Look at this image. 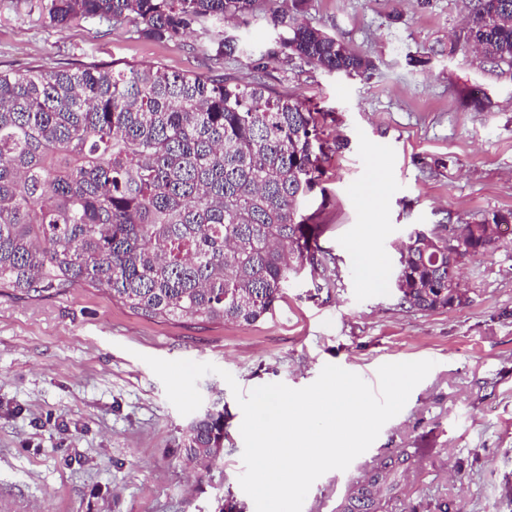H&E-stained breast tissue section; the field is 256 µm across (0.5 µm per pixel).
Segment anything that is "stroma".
<instances>
[{
  "label": "stroma",
  "mask_w": 512,
  "mask_h": 512,
  "mask_svg": "<svg viewBox=\"0 0 512 512\" xmlns=\"http://www.w3.org/2000/svg\"><path fill=\"white\" fill-rule=\"evenodd\" d=\"M469 0H309L306 20L368 57L361 73L269 63L267 0L228 34L254 52L218 63L196 30L158 42L129 27H54L28 0H0V71L115 60L263 82L315 109L328 142L310 200L336 286L292 282L254 324L186 326L132 314L83 286L40 298L0 289V512H255L238 478L243 414L219 375L198 382L224 409V448L185 460L190 423L146 357L211 362L242 392L299 389L335 364L377 385L390 362L434 361L403 410L347 470L318 478L302 512H339L378 462L415 450L382 512H512V231L462 268L463 306L401 308L397 247L413 230L512 213V70L451 50ZM378 275H370V264Z\"/></svg>",
  "instance_id": "stroma-1"
}]
</instances>
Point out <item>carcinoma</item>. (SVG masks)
I'll list each match as a JSON object with an SVG mask.
<instances>
[{"mask_svg":"<svg viewBox=\"0 0 512 512\" xmlns=\"http://www.w3.org/2000/svg\"><path fill=\"white\" fill-rule=\"evenodd\" d=\"M275 37L257 59L359 73L371 62L304 19L308 0H269ZM255 0H41L49 24L133 26L166 41L253 12ZM460 48L512 69V0H473ZM216 61L249 49L202 45ZM326 155L313 112L262 83L170 73L155 63L0 73V288L40 297L89 285L135 314L187 325L254 323L307 272L333 279L308 200ZM473 255L478 224L460 226ZM448 250L401 265V304L448 309ZM224 410L196 417L186 457L212 459ZM410 463L383 458L340 512H376Z\"/></svg>","mask_w":512,"mask_h":512,"instance_id":"cac0c4a2","label":"carcinoma"}]
</instances>
